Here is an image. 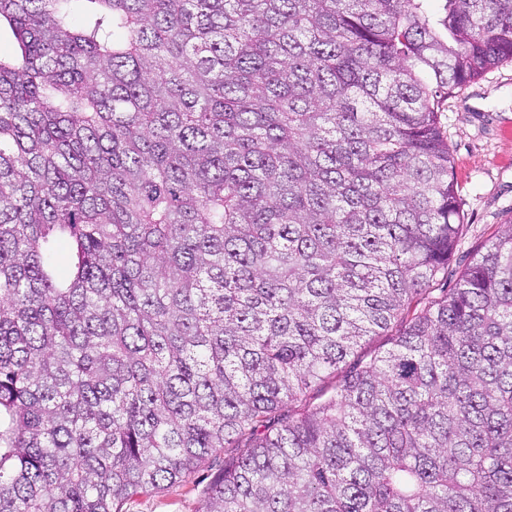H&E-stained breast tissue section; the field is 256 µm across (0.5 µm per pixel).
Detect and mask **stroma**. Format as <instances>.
<instances>
[{
  "label": "stroma",
  "mask_w": 512,
  "mask_h": 512,
  "mask_svg": "<svg viewBox=\"0 0 512 512\" xmlns=\"http://www.w3.org/2000/svg\"><path fill=\"white\" fill-rule=\"evenodd\" d=\"M439 122L452 155L463 234L448 261L440 293L454 288L472 254L512 221V62L449 96ZM232 448L209 456L185 482L134 496L123 512H200Z\"/></svg>",
  "instance_id": "1"
}]
</instances>
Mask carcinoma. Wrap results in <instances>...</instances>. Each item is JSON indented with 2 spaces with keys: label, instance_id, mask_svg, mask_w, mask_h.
<instances>
[{
  "label": "carcinoma",
  "instance_id": "1",
  "mask_svg": "<svg viewBox=\"0 0 512 512\" xmlns=\"http://www.w3.org/2000/svg\"><path fill=\"white\" fill-rule=\"evenodd\" d=\"M428 2L0 0V512H512V224L433 295L512 0ZM240 448H224L209 456L186 481L134 496L123 506L124 512H199L224 459L237 455Z\"/></svg>",
  "mask_w": 512,
  "mask_h": 512
}]
</instances>
